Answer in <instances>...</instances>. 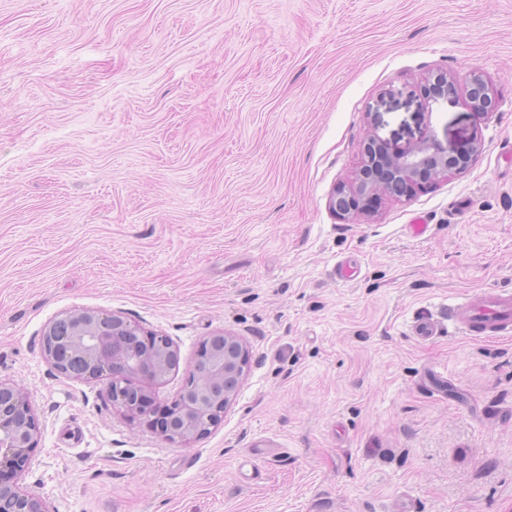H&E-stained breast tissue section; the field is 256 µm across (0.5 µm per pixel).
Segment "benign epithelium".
<instances>
[{"instance_id":"benign-epithelium-1","label":"benign epithelium","mask_w":512,"mask_h":512,"mask_svg":"<svg viewBox=\"0 0 512 512\" xmlns=\"http://www.w3.org/2000/svg\"><path fill=\"white\" fill-rule=\"evenodd\" d=\"M470 106L486 112L491 106L482 70L474 66L465 76ZM457 78L438 73L428 84L433 99L456 92ZM483 151L477 141L467 153L448 161V150L430 140L392 148L367 135L362 164L348 182L331 193L330 207L340 218L357 221L375 215L371 200L409 197L421 181L466 170ZM43 351L67 378L107 381L112 403L124 415L154 425L151 388L176 369L178 351L166 336L146 331L116 313L75 308L51 322L43 334ZM248 366V353L239 337L218 331L206 337L184 385L166 408L165 439L182 447L206 435L223 418ZM40 427L25 388L0 380V512H48L43 498L19 486L38 448Z\"/></svg>"}]
</instances>
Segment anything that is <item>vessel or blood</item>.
I'll list each match as a JSON object with an SVG mask.
<instances>
[{
    "label": "vessel or blood",
    "instance_id": "obj_1",
    "mask_svg": "<svg viewBox=\"0 0 512 512\" xmlns=\"http://www.w3.org/2000/svg\"><path fill=\"white\" fill-rule=\"evenodd\" d=\"M456 323L476 337L512 334V293L487 289L473 294L453 311Z\"/></svg>",
    "mask_w": 512,
    "mask_h": 512
}]
</instances>
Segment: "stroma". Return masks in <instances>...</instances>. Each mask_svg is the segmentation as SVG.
I'll use <instances>...</instances> for the list:
<instances>
[{
  "instance_id": "1",
  "label": "stroma",
  "mask_w": 512,
  "mask_h": 512,
  "mask_svg": "<svg viewBox=\"0 0 512 512\" xmlns=\"http://www.w3.org/2000/svg\"><path fill=\"white\" fill-rule=\"evenodd\" d=\"M480 67L490 112L427 77ZM462 173L348 223L368 133ZM426 225L423 235L413 225ZM512 291V0H0V379L40 425L50 512H512V337L450 313ZM80 307L250 356L182 448L60 375ZM441 326L422 340L412 326ZM457 78L454 75L447 73H438L434 76L433 81L428 83L427 90L432 94L434 100L446 99L448 95H453L456 92Z\"/></svg>"
}]
</instances>
